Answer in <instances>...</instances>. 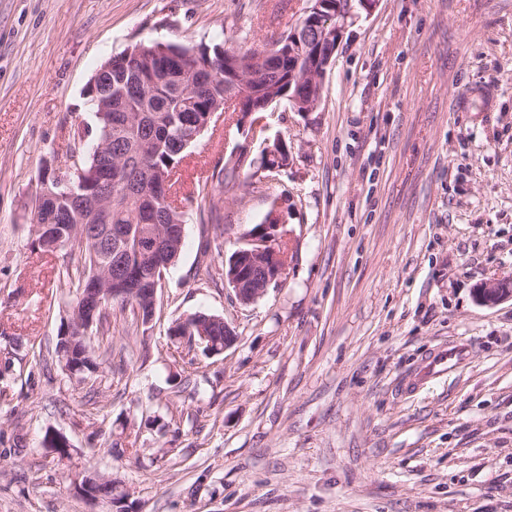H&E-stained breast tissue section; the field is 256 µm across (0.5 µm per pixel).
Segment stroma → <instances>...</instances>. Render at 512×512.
<instances>
[{
  "mask_svg": "<svg viewBox=\"0 0 512 512\" xmlns=\"http://www.w3.org/2000/svg\"><path fill=\"white\" fill-rule=\"evenodd\" d=\"M308 7L0 0V512H92L70 491L87 470L119 477L135 512H512V297L476 299L512 279V0L355 7L313 111L273 104L258 134L215 116L181 165L183 247L152 320L115 311L85 383L56 359L74 288L31 215L43 168L96 126L91 76L140 41L261 48ZM279 139L289 163L264 177ZM240 157L192 199L197 174ZM275 203L286 279L243 305L206 270ZM210 207L219 225L201 224ZM200 311L234 327L223 356L172 344ZM457 341L462 366L418 378ZM510 279H493L485 282L478 289V300L484 305H495L512 296V292L505 291L503 284Z\"/></svg>",
  "mask_w": 512,
  "mask_h": 512,
  "instance_id": "obj_1",
  "label": "stroma"
}]
</instances>
